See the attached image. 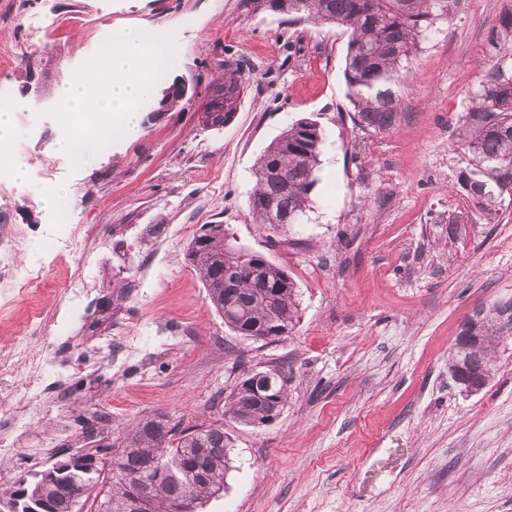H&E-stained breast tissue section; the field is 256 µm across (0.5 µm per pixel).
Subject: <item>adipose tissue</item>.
<instances>
[{
  "label": "adipose tissue",
  "mask_w": 512,
  "mask_h": 512,
  "mask_svg": "<svg viewBox=\"0 0 512 512\" xmlns=\"http://www.w3.org/2000/svg\"><path fill=\"white\" fill-rule=\"evenodd\" d=\"M170 53L166 42L148 46L144 29L122 30L118 43L106 55L104 68L57 89L65 133L55 142V150L87 154L95 147L97 133L133 131L140 118L136 105L152 94L154 72L168 61Z\"/></svg>",
  "instance_id": "1"
}]
</instances>
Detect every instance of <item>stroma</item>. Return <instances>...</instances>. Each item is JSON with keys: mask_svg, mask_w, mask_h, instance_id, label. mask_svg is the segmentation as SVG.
<instances>
[{"mask_svg": "<svg viewBox=\"0 0 512 512\" xmlns=\"http://www.w3.org/2000/svg\"><path fill=\"white\" fill-rule=\"evenodd\" d=\"M512 0H458L404 77L400 127L355 126L343 27L248 14L243 0H0V85L16 101L12 169L0 176V244L43 272L30 291L0 273V492L138 419L223 424L234 468L203 512H512V340L481 392H460L448 351L478 308L512 299V201L478 211L458 175L462 115L497 52ZM129 25L169 39L168 111L140 105L80 167L56 153L57 87ZM245 78L225 126L206 123L225 67ZM324 132L307 223L249 217L253 165L292 122ZM67 188L68 223L43 207ZM221 224L295 280L301 319L280 342L234 334L186 249ZM83 267L85 285L67 282ZM36 317L33 332L17 325ZM288 377L263 426L226 415L244 370ZM40 375L31 391V375ZM173 84V83H172ZM172 84L167 87H163L155 97V103L158 108L157 111H165L172 107L176 102L181 101L188 95V85L185 81L177 80L174 88L182 95H179L176 91L171 92ZM171 89V90H170Z\"/></svg>", "mask_w": 512, "mask_h": 512, "instance_id": "35a3bbf8", "label": "stroma"}]
</instances>
